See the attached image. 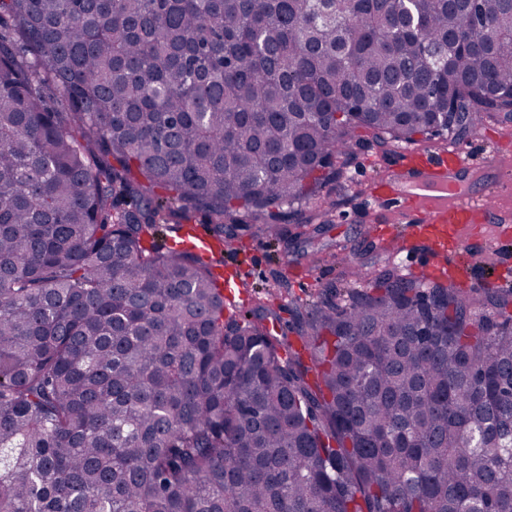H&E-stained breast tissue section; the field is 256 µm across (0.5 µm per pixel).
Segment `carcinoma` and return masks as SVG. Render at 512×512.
Returning a JSON list of instances; mask_svg holds the SVG:
<instances>
[{
	"label": "carcinoma",
	"instance_id": "carcinoma-1",
	"mask_svg": "<svg viewBox=\"0 0 512 512\" xmlns=\"http://www.w3.org/2000/svg\"><path fill=\"white\" fill-rule=\"evenodd\" d=\"M466 8L0 0V512H512V288L384 266L291 352L225 316L219 257L155 244L201 212L223 254L360 128L511 117L512 0Z\"/></svg>",
	"mask_w": 512,
	"mask_h": 512
}]
</instances>
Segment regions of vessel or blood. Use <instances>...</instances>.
<instances>
[{"label": "vessel or blood", "mask_w": 512, "mask_h": 512, "mask_svg": "<svg viewBox=\"0 0 512 512\" xmlns=\"http://www.w3.org/2000/svg\"><path fill=\"white\" fill-rule=\"evenodd\" d=\"M406 161V172L373 183L371 198L379 208L396 212L409 235L428 238L435 257L461 249L460 227L498 223L500 209L494 200L504 185L495 184L480 198L462 186L466 179L484 181L487 163L468 161L455 148L413 152Z\"/></svg>", "instance_id": "obj_1"}]
</instances>
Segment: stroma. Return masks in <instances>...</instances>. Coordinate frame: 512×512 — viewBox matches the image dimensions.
<instances>
[{"label": "stroma", "mask_w": 512, "mask_h": 512, "mask_svg": "<svg viewBox=\"0 0 512 512\" xmlns=\"http://www.w3.org/2000/svg\"><path fill=\"white\" fill-rule=\"evenodd\" d=\"M454 144L470 160L495 159L502 169L512 170V120L488 121ZM402 165L401 146L380 148L369 142L356 146L342 178L283 212L280 222L288 229L284 243L255 233L258 217L240 214L238 223L227 227L236 248L224 254L225 274L239 276L231 313H246L256 301H263L277 317L278 336L292 343L296 340L295 304L315 300L343 268L360 273L388 261L401 273L425 275L431 262L427 241L403 242L397 224L388 222L369 195L373 182L399 173ZM321 207L329 209L330 222L314 240H307L310 218ZM463 259V269L448 272L449 282L461 288L488 287L501 271L512 269V241L502 240L499 229L491 225H476L467 232Z\"/></svg>", "instance_id": "1"}]
</instances>
